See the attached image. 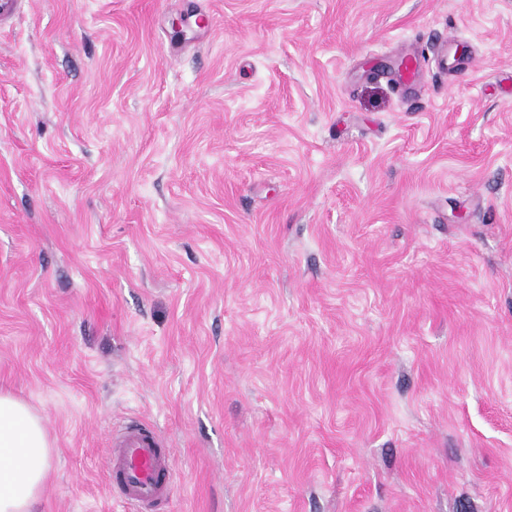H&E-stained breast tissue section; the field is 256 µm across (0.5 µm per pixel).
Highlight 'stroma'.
I'll list each match as a JSON object with an SVG mask.
<instances>
[{
    "label": "stroma",
    "instance_id": "35a3bbf8",
    "mask_svg": "<svg viewBox=\"0 0 512 512\" xmlns=\"http://www.w3.org/2000/svg\"><path fill=\"white\" fill-rule=\"evenodd\" d=\"M0 389L41 512H512V0H0ZM108 474L112 489L137 511L173 496L170 448L156 429L143 423L131 422L112 433Z\"/></svg>",
    "mask_w": 512,
    "mask_h": 512
}]
</instances>
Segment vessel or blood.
<instances>
[{
  "instance_id": "obj_1",
  "label": "vessel or blood",
  "mask_w": 512,
  "mask_h": 512,
  "mask_svg": "<svg viewBox=\"0 0 512 512\" xmlns=\"http://www.w3.org/2000/svg\"><path fill=\"white\" fill-rule=\"evenodd\" d=\"M108 474L113 490L137 512L173 496L171 451L156 429L143 423L132 422L113 433Z\"/></svg>"
}]
</instances>
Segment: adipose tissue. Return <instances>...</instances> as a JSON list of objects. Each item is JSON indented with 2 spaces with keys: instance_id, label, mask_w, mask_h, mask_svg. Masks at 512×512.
I'll list each match as a JSON object with an SVG mask.
<instances>
[{
  "instance_id": "adipose-tissue-1",
  "label": "adipose tissue",
  "mask_w": 512,
  "mask_h": 512,
  "mask_svg": "<svg viewBox=\"0 0 512 512\" xmlns=\"http://www.w3.org/2000/svg\"><path fill=\"white\" fill-rule=\"evenodd\" d=\"M51 459L41 418L0 392V512H37Z\"/></svg>"
}]
</instances>
